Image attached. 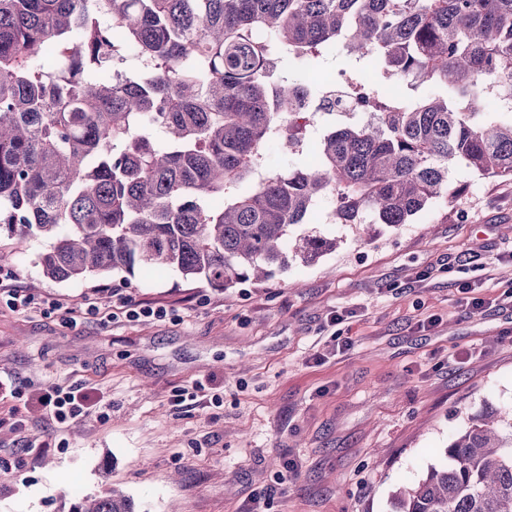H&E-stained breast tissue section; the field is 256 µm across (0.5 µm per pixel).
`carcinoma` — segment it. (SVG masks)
Wrapping results in <instances>:
<instances>
[{"label":"carcinoma","instance_id":"carcinoma-1","mask_svg":"<svg viewBox=\"0 0 512 512\" xmlns=\"http://www.w3.org/2000/svg\"><path fill=\"white\" fill-rule=\"evenodd\" d=\"M337 50L349 122L313 141L324 88L275 76ZM274 143L299 162L273 169ZM457 164L512 179V0H0V236L53 238L52 280L263 281L336 251L295 233L325 195L337 224H407ZM447 453L398 512H512L511 409ZM75 512L136 510L114 490Z\"/></svg>","mask_w":512,"mask_h":512}]
</instances>
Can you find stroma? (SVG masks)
Here are the masks:
<instances>
[{"label":"stroma","instance_id":"obj_1","mask_svg":"<svg viewBox=\"0 0 512 512\" xmlns=\"http://www.w3.org/2000/svg\"><path fill=\"white\" fill-rule=\"evenodd\" d=\"M452 180L464 193L411 223L337 226L316 265L226 292L170 269L58 282L50 238L0 240V282L62 305L0 304V375L89 406L61 425L0 395V512L113 489L138 512H394L455 434L512 408V179ZM116 288L171 313L113 317Z\"/></svg>","mask_w":512,"mask_h":512}]
</instances>
